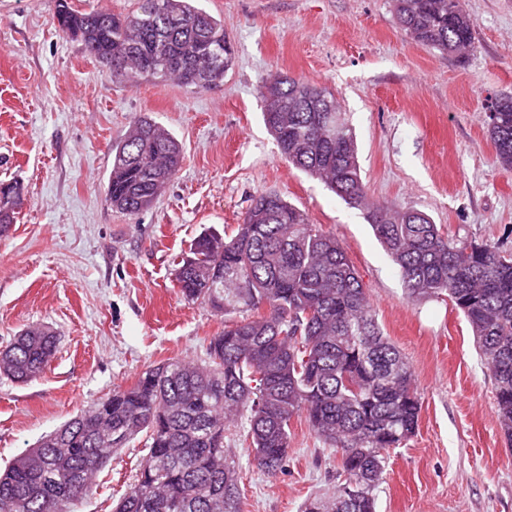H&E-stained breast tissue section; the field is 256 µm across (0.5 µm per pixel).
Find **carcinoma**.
I'll list each match as a JSON object with an SVG mask.
<instances>
[{
	"instance_id": "cac0c4a2",
	"label": "carcinoma",
	"mask_w": 512,
	"mask_h": 512,
	"mask_svg": "<svg viewBox=\"0 0 512 512\" xmlns=\"http://www.w3.org/2000/svg\"><path fill=\"white\" fill-rule=\"evenodd\" d=\"M197 2L141 0L122 15L57 0L53 25L115 81L169 78L200 92L224 83L235 56L224 22ZM393 9L413 41L457 60L474 50L462 0H393ZM261 94L281 155L364 212L407 295L446 296L463 313L512 440V255L491 242L452 241L422 211L370 202L355 135L331 92L278 76ZM485 123L496 162L512 168V98L492 102ZM181 160L167 128L136 117L112 146L107 202L128 214L151 207ZM18 206L0 190V236ZM174 279L184 299L227 317L205 360L149 367L42 437L0 473V512H73L97 491L112 454L141 433L146 454L112 512H241L240 468L225 438L243 428L252 463L274 479L288 458L290 421L302 414L341 455L342 480L301 512H376L383 451L414 435L421 404L412 366L383 334L336 237L281 196L262 193L224 236L200 235ZM55 348L50 328L30 327L0 351V372L32 381Z\"/></svg>"
}]
</instances>
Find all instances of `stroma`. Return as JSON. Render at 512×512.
I'll use <instances>...</instances> for the list:
<instances>
[{
  "mask_svg": "<svg viewBox=\"0 0 512 512\" xmlns=\"http://www.w3.org/2000/svg\"><path fill=\"white\" fill-rule=\"evenodd\" d=\"M236 54L221 86L116 82L81 42L53 26L56 0H0V181L25 203L0 237V349L33 325L59 338L44 374L0 375V469L147 367L204 359L222 313L187 302L175 262L204 233L242 222L277 193L333 232L358 270L377 321L410 362L419 427L389 449L377 512H512V445L494 381L468 322L448 298H409L359 210L288 164L267 130L262 79L301 78L332 92L356 135L369 197L416 209L449 239L512 253V169L496 163L484 124L512 95V0H462L474 20L465 61L416 42L392 0H199ZM150 115L183 147L176 177L136 214L106 202L114 144ZM137 436L114 454L75 512H112L139 470ZM241 467L242 512H300L336 488L338 456L304 417L291 422L277 479Z\"/></svg>",
  "mask_w": 512,
  "mask_h": 512,
  "instance_id": "obj_1",
  "label": "stroma"
}]
</instances>
